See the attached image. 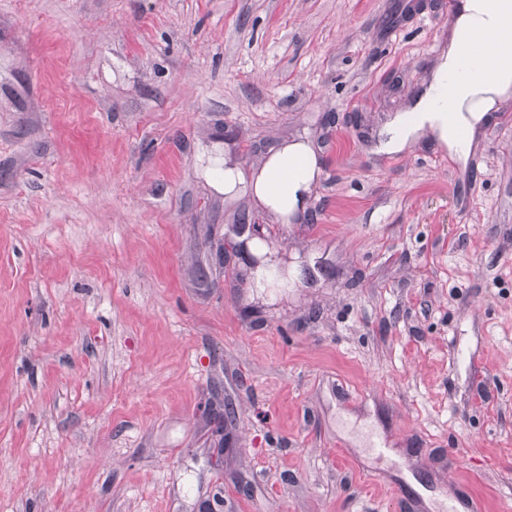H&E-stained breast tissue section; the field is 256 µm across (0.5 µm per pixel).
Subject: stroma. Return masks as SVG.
<instances>
[{
  "label": "stroma",
  "mask_w": 512,
  "mask_h": 512,
  "mask_svg": "<svg viewBox=\"0 0 512 512\" xmlns=\"http://www.w3.org/2000/svg\"><path fill=\"white\" fill-rule=\"evenodd\" d=\"M447 2L0 0V512L512 507V96L467 162L379 150ZM315 162L309 148L303 143H292L272 154L257 180L256 193L263 202L276 212L288 215L301 201L314 180ZM283 179L286 187L282 191L273 189V181Z\"/></svg>",
  "instance_id": "1"
}]
</instances>
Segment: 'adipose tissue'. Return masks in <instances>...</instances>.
Masks as SVG:
<instances>
[{
    "mask_svg": "<svg viewBox=\"0 0 512 512\" xmlns=\"http://www.w3.org/2000/svg\"><path fill=\"white\" fill-rule=\"evenodd\" d=\"M511 22L512 0H462L447 54L416 102L412 117H396L387 128L382 143L385 151H401L418 132L429 129L448 150L464 152L466 144L459 137L460 131L473 127L493 110L498 100L512 94V44L501 48L493 81H457L449 106L442 102L441 88L457 70L461 50L473 47L485 35L504 30ZM314 175V156L309 148L292 143L277 150L266 162L256 192L271 209L287 215L297 208ZM278 179L285 181L284 190H274L273 183Z\"/></svg>",
    "mask_w": 512,
    "mask_h": 512,
    "instance_id": "obj_1",
    "label": "adipose tissue"
}]
</instances>
